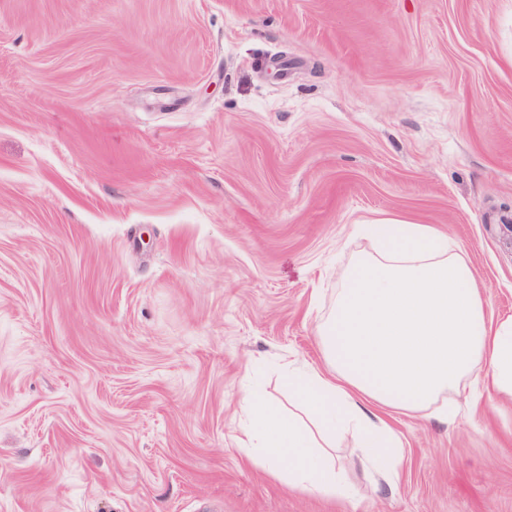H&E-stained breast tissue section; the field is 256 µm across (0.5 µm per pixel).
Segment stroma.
Masks as SVG:
<instances>
[{"label":"stroma","mask_w":512,"mask_h":512,"mask_svg":"<svg viewBox=\"0 0 512 512\" xmlns=\"http://www.w3.org/2000/svg\"><path fill=\"white\" fill-rule=\"evenodd\" d=\"M386 217L512 315V0H0V512H512L494 398L347 498L238 448Z\"/></svg>","instance_id":"obj_1"}]
</instances>
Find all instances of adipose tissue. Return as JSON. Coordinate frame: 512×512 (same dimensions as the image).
<instances>
[{"mask_svg": "<svg viewBox=\"0 0 512 512\" xmlns=\"http://www.w3.org/2000/svg\"><path fill=\"white\" fill-rule=\"evenodd\" d=\"M335 306L318 327L323 363L285 366L294 412L260 393L244 400L248 461L302 493L345 495L336 449L345 436L374 484H393L402 441L379 408L452 422L450 394L482 388L512 402V315L494 314L474 265L431 224L363 225Z\"/></svg>", "mask_w": 512, "mask_h": 512, "instance_id": "obj_1", "label": "adipose tissue"}]
</instances>
